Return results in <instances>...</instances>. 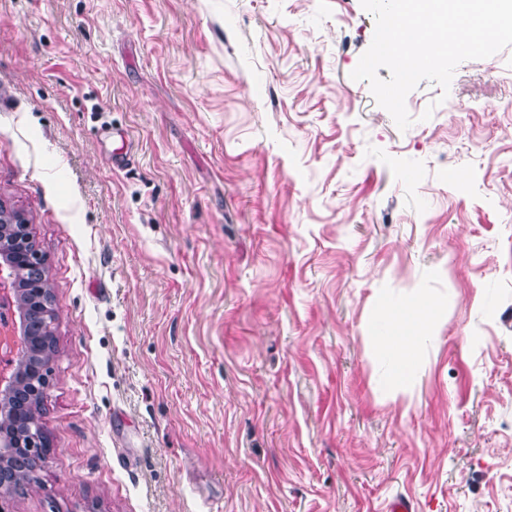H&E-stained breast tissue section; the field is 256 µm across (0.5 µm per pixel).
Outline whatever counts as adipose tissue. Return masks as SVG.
<instances>
[{
  "label": "adipose tissue",
  "mask_w": 512,
  "mask_h": 512,
  "mask_svg": "<svg viewBox=\"0 0 512 512\" xmlns=\"http://www.w3.org/2000/svg\"><path fill=\"white\" fill-rule=\"evenodd\" d=\"M437 311L435 301L421 299L386 317L371 336L376 355L387 366L389 388L406 387L413 376L417 348L425 341Z\"/></svg>",
  "instance_id": "1"
}]
</instances>
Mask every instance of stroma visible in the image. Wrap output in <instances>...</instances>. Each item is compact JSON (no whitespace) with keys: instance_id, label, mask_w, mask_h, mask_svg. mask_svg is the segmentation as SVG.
Segmentation results:
<instances>
[{"instance_id":"1","label":"stroma","mask_w":512,"mask_h":512,"mask_svg":"<svg viewBox=\"0 0 512 512\" xmlns=\"http://www.w3.org/2000/svg\"><path fill=\"white\" fill-rule=\"evenodd\" d=\"M374 31L360 0H0V204L55 311L15 512H512V47L402 131L351 77ZM423 297L394 393L370 327Z\"/></svg>"}]
</instances>
